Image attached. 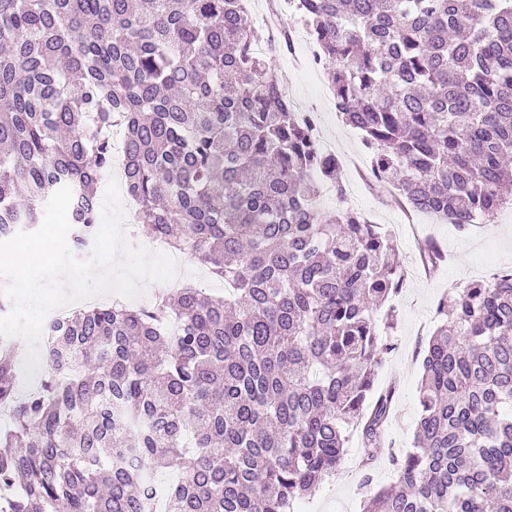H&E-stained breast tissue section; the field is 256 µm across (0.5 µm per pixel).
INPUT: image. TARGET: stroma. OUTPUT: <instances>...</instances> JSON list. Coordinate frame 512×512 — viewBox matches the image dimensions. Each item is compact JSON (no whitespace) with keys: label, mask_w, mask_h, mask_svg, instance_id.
Instances as JSON below:
<instances>
[{"label":"stroma","mask_w":512,"mask_h":512,"mask_svg":"<svg viewBox=\"0 0 512 512\" xmlns=\"http://www.w3.org/2000/svg\"><path fill=\"white\" fill-rule=\"evenodd\" d=\"M277 8L284 22L295 25L294 47L268 54L270 69L277 75L288 73L286 95L299 103L302 111L311 113L320 145L331 146L344 162L340 177L347 196L342 200L333 196L321 198V210L332 213L351 206L373 223L389 228L396 240L404 283L392 299L396 309L391 331L394 347L379 367L378 383L396 389L386 436L394 450L404 452L413 445L418 418L422 362L417 350L420 341L429 337L439 322L437 302L449 286L486 280L496 271L512 267V209L501 211L493 223L460 232L452 225L429 220L426 213L402 207L390 197L376 195L367 179L369 155L359 133L342 121L334 102L326 95L327 70L316 63V46L305 27L295 24L292 0H277ZM428 240L437 242L448 255L435 277L423 270L422 248ZM362 474L363 454L353 442L336 478L321 484L311 500L314 512H336L341 502L347 504L348 512H361Z\"/></svg>","instance_id":"1"}]
</instances>
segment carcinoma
<instances>
[{"mask_svg":"<svg viewBox=\"0 0 512 512\" xmlns=\"http://www.w3.org/2000/svg\"><path fill=\"white\" fill-rule=\"evenodd\" d=\"M296 9L374 188L460 231L512 206V0ZM255 41L245 0H0V240L68 186L72 247L91 244L120 125L139 232L224 282L75 311L23 397L0 348V512H146L159 469L180 473L167 512H293L351 433L368 467L385 448L394 239L317 207L324 182L346 193L336 156ZM437 314L413 449L390 453L396 483L364 475L362 512H512V269L449 287Z\"/></svg>","mask_w":512,"mask_h":512,"instance_id":"1","label":"carcinoma"}]
</instances>
